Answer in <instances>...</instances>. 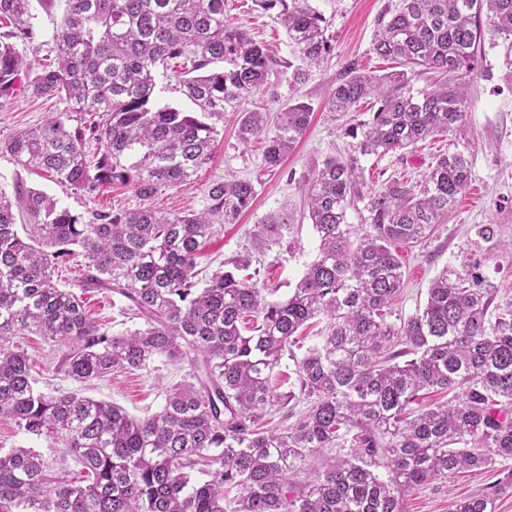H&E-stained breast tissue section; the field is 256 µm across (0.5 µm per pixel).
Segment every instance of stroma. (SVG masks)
Listing matches in <instances>:
<instances>
[{
    "label": "stroma",
    "instance_id": "1",
    "mask_svg": "<svg viewBox=\"0 0 512 512\" xmlns=\"http://www.w3.org/2000/svg\"><path fill=\"white\" fill-rule=\"evenodd\" d=\"M397 3L398 0H315L335 36V50L312 71L306 83L292 87L288 84L289 69L300 66L302 60L289 45L275 13L256 10L252 0H226L225 16L242 23L277 61L268 85L253 97V104L264 108L274 120L293 99L310 104L313 112L303 139L278 171L264 167L262 142L241 143L236 123L229 121L217 138L210 161L197 170L190 184L163 189L151 198V207L160 212H198L207 205V191L212 183L240 179L253 182L256 195L239 222L217 225L207 240L199 260L206 271H215L221 263L248 248V232L253 224L286 206L298 213V220L283 243L254 254L251 266L258 270L261 281L272 288L273 299L283 300L291 293L315 259L318 246L312 225L301 216L306 180L327 156L345 157L351 153L353 141L344 129L373 109L372 99L366 98L358 103L355 112L333 115L327 110L329 94L349 63H357L360 71L366 73L397 70V63L383 60L372 51L378 16ZM63 9V0H54L53 7L46 10L35 8V38L18 46L31 72L54 62L53 35L61 23ZM483 66L492 70L493 78L488 81L482 75H474L467 112L471 135L466 152L471 160L472 181L453 214L436 225L427 241L414 248H399L405 281L393 305L395 316L409 317L423 306L431 280L443 266L456 262L460 248L475 239L480 225H496L502 240L512 239V91L502 80L505 66L501 49H485ZM63 109L60 99L33 96L20 85L0 94V186L9 192L18 185L39 189L54 198L58 207L85 217L95 209L123 212L141 207L142 201L132 187L117 184L89 197L24 169L4 151V143L16 134L45 124L53 113ZM448 143V138L438 137L380 158H361L364 191L379 189L394 178L414 184L421 182L435 157L447 150ZM82 300L92 320L112 332L131 328V321L119 313L120 300L112 295L90 291L83 293ZM17 342L33 361L41 381L68 390L80 389L83 395L113 402L136 417L159 411L165 386L182 381L186 373L184 366L169 365L157 371L119 373L79 388L74 382L55 376L51 348L40 337L21 336ZM496 479V473L474 470L429 481L411 491L406 501L407 512H448L452 501L482 492Z\"/></svg>",
    "mask_w": 512,
    "mask_h": 512
}]
</instances>
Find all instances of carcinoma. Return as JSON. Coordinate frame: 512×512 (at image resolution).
Here are the masks:
<instances>
[{"mask_svg":"<svg viewBox=\"0 0 512 512\" xmlns=\"http://www.w3.org/2000/svg\"><path fill=\"white\" fill-rule=\"evenodd\" d=\"M274 11L306 62L305 83L334 50L313 0H254ZM0 0V92L13 89L26 58L16 40L34 34V4ZM53 35L57 66L28 81L37 97L66 103L5 149L56 184L97 196L130 185L143 200L178 188L212 157L217 124L234 117L242 143L264 142L275 171L304 136L309 104L292 100L275 128L243 105L268 84L275 60L238 23L224 0H65ZM487 20L482 28L481 19ZM503 49L512 86V0H400L377 20L373 52L402 69L377 75L350 63L328 101L351 112L372 98L370 118L345 130L355 155L329 157L310 180L307 211L318 253L288 298L273 301L258 280L234 273L252 250L280 244L295 215L282 208L250 231L251 247L199 285L197 258L214 225L235 224L255 197L249 180L218 181L199 213L149 206L84 218L29 188H0V416L51 440V453L16 448L0 456V512H407L416 486L462 471L497 470L512 460V309L493 306L483 272L506 247L494 225L431 281L424 306L394 323L404 284L397 246L415 247L448 217L471 180L456 149L438 155L422 182L392 179L361 190L357 155L381 157L441 134L468 141V82L484 43ZM179 59L196 112L154 104L157 70ZM433 74L415 90L414 68ZM98 115L97 123L85 117ZM100 146L89 159L85 132ZM363 215L359 226L348 211ZM30 229L19 231V223ZM83 260L82 287L112 294L133 329L114 334L92 321L54 269ZM326 320L317 344L297 357L295 336ZM40 336L56 352L54 373L79 384L116 372L188 366L166 389L160 411L137 418L119 405L75 391H43L14 342ZM295 381L273 377L285 357ZM459 389L455 403L412 414L420 392ZM307 404L283 429L265 417ZM334 449L305 484L290 481L309 459ZM81 470H69V462ZM512 473L487 492L452 502L448 512H495Z\"/></svg>","mask_w":512,"mask_h":512,"instance_id":"carcinoma-1","label":"carcinoma"}]
</instances>
